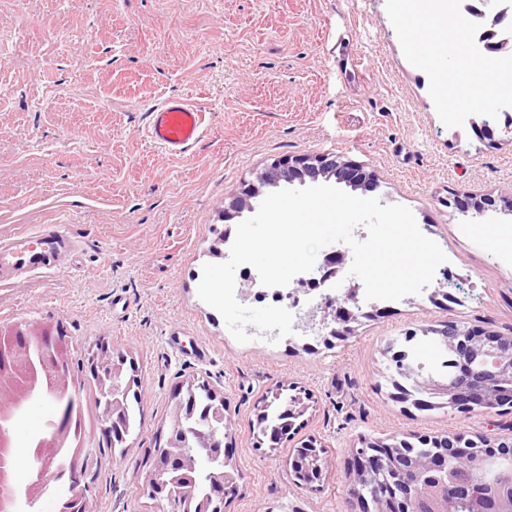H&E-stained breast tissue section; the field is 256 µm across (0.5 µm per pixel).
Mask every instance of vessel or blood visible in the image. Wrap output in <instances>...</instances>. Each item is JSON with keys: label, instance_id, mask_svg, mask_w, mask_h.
<instances>
[{"label": "vessel or blood", "instance_id": "b4317fda", "mask_svg": "<svg viewBox=\"0 0 512 512\" xmlns=\"http://www.w3.org/2000/svg\"><path fill=\"white\" fill-rule=\"evenodd\" d=\"M203 134L204 120L196 104L169 98L152 110L146 137L155 147L177 156L197 144ZM73 247V238L57 224L20 232L0 247V272L15 276L60 271Z\"/></svg>", "mask_w": 512, "mask_h": 512}]
</instances>
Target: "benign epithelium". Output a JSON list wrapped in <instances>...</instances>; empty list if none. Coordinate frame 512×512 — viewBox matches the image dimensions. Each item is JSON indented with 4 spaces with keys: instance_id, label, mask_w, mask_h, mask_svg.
<instances>
[{
    "instance_id": "obj_1",
    "label": "benign epithelium",
    "mask_w": 512,
    "mask_h": 512,
    "mask_svg": "<svg viewBox=\"0 0 512 512\" xmlns=\"http://www.w3.org/2000/svg\"><path fill=\"white\" fill-rule=\"evenodd\" d=\"M473 17L485 21L482 32L485 48L491 53L512 44V13L507 9L488 14L473 4L465 5ZM269 170L277 172L286 183L319 185L335 179L354 189L366 190L375 184V177L363 167L350 161L332 163L327 155H303L279 160ZM263 194V184L247 183L237 194L224 202L225 216L253 213L257 199ZM444 204L453 210H466L476 216L488 211L512 214V199L479 191H451ZM345 255H331L319 266L323 279L337 277L345 268ZM68 341L53 336L49 329L28 325L12 332L0 333V362L17 359L13 370L0 373V512H18L20 499L34 505L53 481H69V507L61 512H92L86 488L81 486L82 468L79 457L62 453L58 434L51 431L56 423L48 424L36 447L29 448L28 483L17 482L18 449L12 431L4 430L3 423L12 422L26 402L49 394L60 402L73 400L70 368L56 366L48 371L46 360L65 350ZM447 348L455 355L457 369L451 383L433 387L427 382L423 389L439 391L452 406L476 405L493 409L512 403V336L483 327H466L448 323ZM127 357L96 348L88 357L89 372L101 384L105 398L104 430L110 440L125 441L128 435L126 417L122 416L125 401V383L128 376ZM293 394L282 398V389L275 390L272 400H263L262 406H278L277 420H269L268 413L258 416L252 427L265 438L266 447L277 448L292 438L295 420L307 410L309 394L299 386L291 385ZM232 427L230 417L222 404L209 403L203 407L195 426L185 427L180 416L173 417L166 436L157 437L153 448L150 470L144 477L142 489L156 504V512H182L184 502L198 497L201 472L226 458L224 436ZM486 436L467 438L450 433L437 440L444 451L416 459L409 467L398 470L393 461L396 454L391 445L378 442L371 446L362 442L351 450L347 467L353 478L367 472L374 476L371 486L353 484V496L360 512H455L459 502L470 505L472 512H512V468L487 478L482 469L480 445ZM294 482L307 489L320 486L325 477V463L320 449L310 442L301 447L291 464ZM235 489L234 478L213 487L204 494L214 499L213 509L224 512V492Z\"/></svg>"
}]
</instances>
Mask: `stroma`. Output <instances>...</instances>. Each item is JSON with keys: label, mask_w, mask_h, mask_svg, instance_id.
<instances>
[{"label": "stroma", "mask_w": 512, "mask_h": 512, "mask_svg": "<svg viewBox=\"0 0 512 512\" xmlns=\"http://www.w3.org/2000/svg\"><path fill=\"white\" fill-rule=\"evenodd\" d=\"M460 39L455 24L395 0H0V245L42 224L78 242L65 270L0 279V329L39 323L66 336L84 444L98 451L84 478L94 512H154L142 490L149 453L174 387L189 380L208 383L233 421L225 444L241 480L224 512H358L346 459L363 437H512V407L393 401L383 354L390 339L448 321L512 335V247L443 204L454 189L512 197V128L474 109L498 91ZM172 96L205 118L204 137L179 157L145 136L152 108ZM327 153L372 172L381 204L410 208L451 271L420 294L362 301L353 335L238 343L198 296L203 265L229 257L218 237L237 223L224 199L273 161ZM437 291L447 298L436 304ZM101 343L142 382L136 426L116 448L87 368ZM292 383L313 395L305 426L283 447L256 449L258 402ZM59 411L50 396L29 401L12 422L17 448ZM311 437L327 450L316 490L290 476Z\"/></svg>", "instance_id": "1"}]
</instances>
